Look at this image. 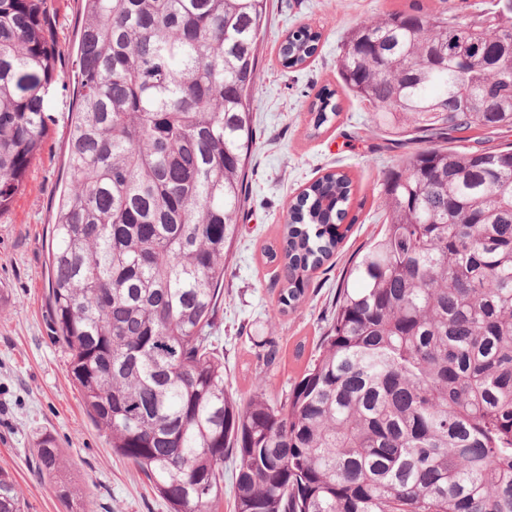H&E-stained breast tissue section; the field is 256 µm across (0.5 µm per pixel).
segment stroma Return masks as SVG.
<instances>
[{
  "instance_id": "stroma-1",
  "label": "stroma",
  "mask_w": 512,
  "mask_h": 512,
  "mask_svg": "<svg viewBox=\"0 0 512 512\" xmlns=\"http://www.w3.org/2000/svg\"><path fill=\"white\" fill-rule=\"evenodd\" d=\"M488 6V0H270L260 45L261 84L250 105L254 146L245 202L226 256L224 299L213 328L235 397L249 399L262 377L271 399L291 394L328 330L351 256L383 222L381 182L398 154L381 149L367 107L341 96L339 118L319 131L310 113L320 91L338 85L336 61L347 32L395 10L470 14ZM300 25L320 30L322 41L306 65L283 68V36ZM57 68L49 136L12 206L0 213V471L15 478L24 512H168L135 467L113 455L104 433L87 417L70 376L69 355L50 338L48 251L67 155L71 56H62ZM336 167L356 183V221L336 256L313 274L305 301L279 314V264L267 252L278 245L292 199ZM41 432L52 434L62 450L77 490L73 504L59 498L52 481L32 471L31 451Z\"/></svg>"
}]
</instances>
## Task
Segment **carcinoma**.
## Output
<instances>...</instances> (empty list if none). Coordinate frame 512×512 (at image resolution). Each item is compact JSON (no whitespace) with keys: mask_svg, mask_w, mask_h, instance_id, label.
Returning <instances> with one entry per match:
<instances>
[{"mask_svg":"<svg viewBox=\"0 0 512 512\" xmlns=\"http://www.w3.org/2000/svg\"><path fill=\"white\" fill-rule=\"evenodd\" d=\"M83 2L47 300L112 452L170 512H211L228 456L234 512H512V146H486L512 130V95L501 112L431 111L512 82L487 66L497 38L427 10L349 31L342 90L318 94L315 128L339 117L342 92L413 148L384 174V228L352 262L318 356L285 400L260 378L243 401L211 330L245 200L267 0ZM320 40L288 31L283 67ZM63 55L47 0H0V211L47 136ZM355 192L332 170L291 204L280 313L345 238ZM34 457L69 501L52 435ZM21 506L1 471L0 512Z\"/></svg>","mask_w":512,"mask_h":512,"instance_id":"carcinoma-1","label":"carcinoma"}]
</instances>
